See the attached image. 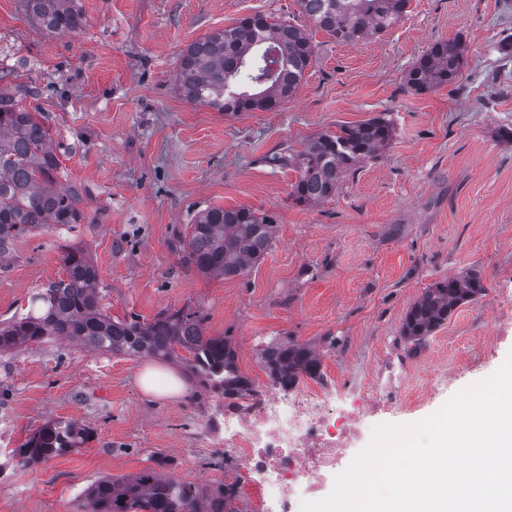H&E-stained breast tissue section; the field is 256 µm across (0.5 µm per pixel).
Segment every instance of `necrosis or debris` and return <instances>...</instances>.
Instances as JSON below:
<instances>
[{"label":"necrosis or debris","mask_w":512,"mask_h":512,"mask_svg":"<svg viewBox=\"0 0 512 512\" xmlns=\"http://www.w3.org/2000/svg\"><path fill=\"white\" fill-rule=\"evenodd\" d=\"M404 365L388 361L368 389L272 388L237 400L224 416V488L232 512H300L302 501L323 498L346 459L369 440L374 414L403 409L394 380Z\"/></svg>","instance_id":"4bbe7bcc"}]
</instances>
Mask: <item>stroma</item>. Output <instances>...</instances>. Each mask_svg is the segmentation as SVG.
I'll return each instance as SVG.
<instances>
[{
	"label": "stroma",
	"mask_w": 512,
	"mask_h": 512,
	"mask_svg": "<svg viewBox=\"0 0 512 512\" xmlns=\"http://www.w3.org/2000/svg\"><path fill=\"white\" fill-rule=\"evenodd\" d=\"M85 24L40 34L23 0H0V91L43 112L56 133L62 185L86 194L76 228L18 239L0 270V322L64 275V248H84L112 318L152 319L199 304L207 335L227 336L242 374L269 378L260 348L290 338L316 349L326 381L369 386L378 363L406 359L400 423L438 411L435 370L465 363L491 335L485 301L459 306L418 354L400 329L435 282L479 270L487 291L512 278V0H410L386 31L348 45L316 28L297 0H80ZM255 13L307 30L315 57L292 98L271 111L227 115L179 89L182 50ZM462 38L459 88L418 94L408 69L438 40ZM394 139L335 196L309 207L290 196L297 174L266 156L301 151L320 133L379 115ZM272 217L276 239L248 276L208 278L176 249L207 207ZM144 358L90 353L50 340L0 355V512H76L103 476L160 466L182 482L220 484L223 399L155 398L137 377ZM91 431L81 448L29 467L16 448L45 422Z\"/></svg>",
	"instance_id": "35a3bbf8"
}]
</instances>
